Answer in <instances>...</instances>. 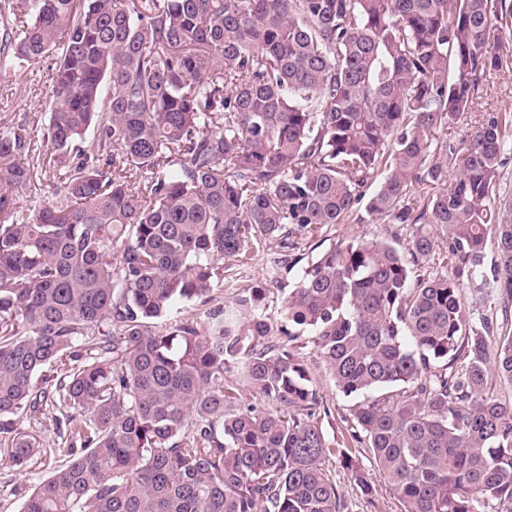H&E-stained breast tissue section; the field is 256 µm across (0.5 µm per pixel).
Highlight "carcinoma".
Here are the masks:
<instances>
[{"label": "carcinoma", "instance_id": "cac0c4a2", "mask_svg": "<svg viewBox=\"0 0 512 512\" xmlns=\"http://www.w3.org/2000/svg\"><path fill=\"white\" fill-rule=\"evenodd\" d=\"M509 27L512 0H0V72L56 59L50 195L20 205L31 140L0 134V456L63 454L20 512H344L305 331L364 397L352 437L404 512H512V402L487 392L512 385V334L466 312L512 317V113L444 161L432 136L467 121ZM354 215L417 231L309 260L276 327L259 287L159 324L224 261L276 242L275 281ZM438 250L451 273L413 275ZM21 427L24 429L35 430L38 435H40L44 446L49 448V446H55L54 443H57L60 441V439L57 438V430L55 428V425L51 422L49 419H41L40 421L30 420L29 418L26 419L25 417L21 419Z\"/></svg>", "mask_w": 512, "mask_h": 512}]
</instances>
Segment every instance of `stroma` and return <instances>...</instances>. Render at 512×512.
Wrapping results in <instances>:
<instances>
[{"label":"stroma","mask_w":512,"mask_h":512,"mask_svg":"<svg viewBox=\"0 0 512 512\" xmlns=\"http://www.w3.org/2000/svg\"><path fill=\"white\" fill-rule=\"evenodd\" d=\"M499 43L503 55L502 70L480 81L467 124H450L435 130L436 158L445 159L449 145L459 144L475 127L480 126L485 112L512 111V34H500ZM53 67L52 59L42 58L8 72H0V129L20 126L34 136L33 150L27 160L34 168L39 187L45 190L53 184L54 177L53 169L48 165L50 151L39 136L42 124L48 119L47 101ZM415 232L416 228L411 224H367L351 218L345 223L329 227L318 244L301 245L299 252L307 257L312 249L323 252L338 241L363 237L382 241L392 239L402 248L409 243ZM277 250V245H267L254 252L248 263L230 264L224 271L223 287L213 292L216 302L231 300L242 289L264 285L267 261ZM301 342L303 363L327 409L326 414L318 418V424L331 449L324 463L325 470L343 496L348 512H402L399 499L379 472L375 471L365 446L351 437L357 398L344 396L337 389L328 365L310 336H302ZM350 460L369 472L372 496H365L353 481L346 466ZM54 466V458L42 457L32 469L21 472L7 460L0 459V512H19L24 496L39 482L47 479Z\"/></svg>","instance_id":"35a3bbf8"}]
</instances>
